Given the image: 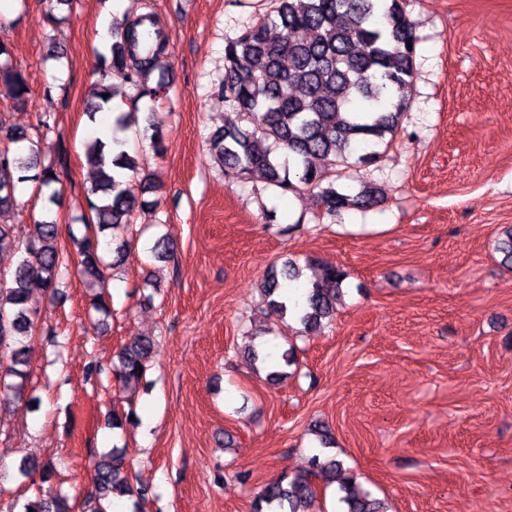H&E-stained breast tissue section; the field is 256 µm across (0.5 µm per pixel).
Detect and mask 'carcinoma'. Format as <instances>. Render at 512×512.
<instances>
[{"mask_svg": "<svg viewBox=\"0 0 512 512\" xmlns=\"http://www.w3.org/2000/svg\"><path fill=\"white\" fill-rule=\"evenodd\" d=\"M274 14L252 22L224 47L225 101L249 126L226 121L209 137L210 151L224 169L239 178L254 171L268 184L284 191L295 183L318 187L319 207L329 215L349 209H368L378 203L377 190L363 185L356 193L334 186L332 166L345 160L359 144L372 148L397 134L406 111L415 69L416 37L406 11V0H275ZM149 19L141 16L112 20V43L100 54L101 69L122 71L137 91V98L157 102L167 97V85H149L158 68L164 40L149 47L138 43L139 28ZM26 74L13 66L6 46H0V95L18 108L30 104ZM110 86L94 84L88 113H117L115 127L128 125L130 113L116 112ZM45 116L31 130L11 129L0 144V210L16 203L17 184L32 179L42 187L58 182L55 160L42 146L44 130L51 129ZM288 148L281 160L274 147ZM95 138L85 157L94 170L95 183L86 202L92 223L112 230V238L132 226L138 197L125 172H136L135 158L125 151L112 156ZM35 171L32 176L27 172ZM297 181H292V178ZM70 245L60 243L59 227L49 218L34 221L25 233L0 224V252L19 255L10 285L0 283V392L16 399L27 389L29 346L36 312L29 306L35 290L58 293L62 270L74 268L85 287L97 288L111 264L104 259L98 236L90 225L69 229ZM501 263L512 268V226L498 239ZM320 275L306 286L304 309L297 321L305 330L319 327L336 313L344 296L346 273L331 263H318ZM273 275L262 286L268 313L288 316L286 293ZM154 350L150 337H140L121 349L113 378L124 388L140 383ZM94 478L85 503L90 512H108L111 498L133 495L126 478L124 453L94 454ZM18 471L40 482L53 478V467L39 458L22 459ZM337 484L344 512H385L347 472L334 455L311 458L310 468L293 478L283 475L267 483L253 502V512H316L317 484ZM66 496L34 499L24 512H70Z\"/></svg>", "mask_w": 512, "mask_h": 512, "instance_id": "1", "label": "carcinoma"}]
</instances>
